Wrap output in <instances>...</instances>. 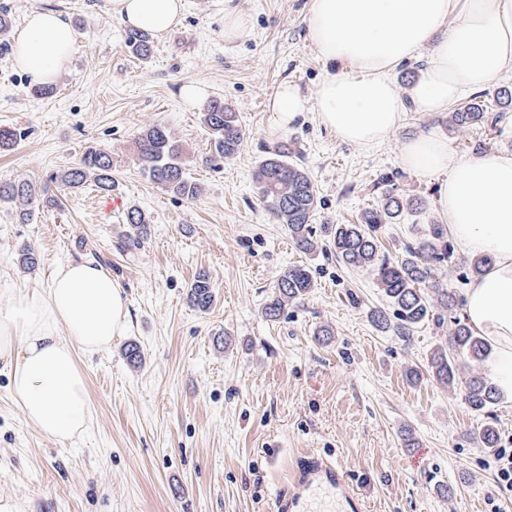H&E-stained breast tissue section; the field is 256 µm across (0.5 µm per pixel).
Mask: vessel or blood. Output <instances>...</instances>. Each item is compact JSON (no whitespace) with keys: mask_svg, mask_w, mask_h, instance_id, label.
I'll use <instances>...</instances> for the list:
<instances>
[{"mask_svg":"<svg viewBox=\"0 0 512 512\" xmlns=\"http://www.w3.org/2000/svg\"><path fill=\"white\" fill-rule=\"evenodd\" d=\"M269 512H365V506L339 463L306 455L273 494Z\"/></svg>","mask_w":512,"mask_h":512,"instance_id":"b4317fda","label":"vessel or blood"}]
</instances>
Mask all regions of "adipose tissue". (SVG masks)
I'll use <instances>...</instances> for the list:
<instances>
[{
  "mask_svg": "<svg viewBox=\"0 0 512 512\" xmlns=\"http://www.w3.org/2000/svg\"><path fill=\"white\" fill-rule=\"evenodd\" d=\"M108 4L127 27L156 33L177 28L184 10V0ZM306 23L316 55L338 69L312 100L283 82L268 101L270 121L282 128L313 110L341 140L364 148L400 127L405 106L393 73L424 44L434 43V54L411 96L423 112H445L512 69V0H310ZM74 46L60 12L36 10L15 38L14 58L35 82L46 83L66 67ZM401 163L442 180L437 204L451 234L493 259L467 289L464 311L490 347L493 382L512 399V156L458 155L432 129L405 144ZM130 327L122 288L89 260L55 267L42 291L0 286V362L26 423L55 440L84 434L92 405L76 354L110 350Z\"/></svg>",
  "mask_w": 512,
  "mask_h": 512,
  "instance_id": "obj_1",
  "label": "adipose tissue"
}]
</instances>
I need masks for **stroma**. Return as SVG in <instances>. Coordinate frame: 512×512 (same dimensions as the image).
Returning a JSON list of instances; mask_svg holds the SVG:
<instances>
[{"label": "stroma", "instance_id": "1", "mask_svg": "<svg viewBox=\"0 0 512 512\" xmlns=\"http://www.w3.org/2000/svg\"><path fill=\"white\" fill-rule=\"evenodd\" d=\"M180 26L153 37L146 60L124 46L127 28L107 0H0L21 29L30 12H61L76 52L49 96L0 51V128L22 137L0 152V181L38 179L74 165L92 145L112 152L113 196L88 186L60 194L29 223L0 202V283L40 290L50 271L73 260L98 264L124 290L133 327L107 353L83 354L93 418L79 438L58 441L28 425L0 367V512H269L289 468L309 453H330L361 492L366 512H512L492 453L474 442L493 423L512 451V403L489 413L465 402L470 367L454 386L438 382L429 360L447 328L428 321L410 339L380 331L369 312L387 301L373 269L348 268L325 250L305 254L258 197L254 171L265 149L295 142L318 204L311 222L355 224L376 208L395 175L397 193L422 200L418 214L384 225L382 251L401 254L428 225L441 223L438 181L405 169L404 144L438 128L462 155H512V109L497 127L456 128L448 113L408 104L401 127L378 146L341 141L306 112L285 129L266 110L286 80L315 98L328 68L316 56L309 0H235L251 26L224 40V0H184ZM207 87L236 112L244 133L237 154L211 167L201 109L180 89ZM165 126L184 150L186 200L140 170L135 141ZM135 205L150 218L140 248L116 245ZM38 257L18 262L23 246ZM311 268L314 286L279 320L263 308L289 267ZM215 293L209 311L187 294L199 272ZM225 345H217V338ZM137 343L142 359L123 354ZM415 368L418 382L406 377Z\"/></svg>", "mask_w": 512, "mask_h": 512}]
</instances>
